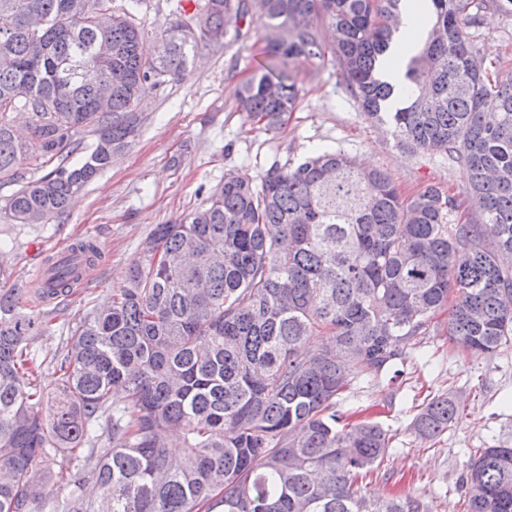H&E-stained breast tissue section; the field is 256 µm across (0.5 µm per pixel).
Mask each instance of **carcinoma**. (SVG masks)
<instances>
[{"instance_id":"obj_1","label":"carcinoma","mask_w":512,"mask_h":512,"mask_svg":"<svg viewBox=\"0 0 512 512\" xmlns=\"http://www.w3.org/2000/svg\"><path fill=\"white\" fill-rule=\"evenodd\" d=\"M403 2L204 0L203 28L184 31L181 9L146 55V0H0V187H14L0 209L17 224L66 213L131 143L146 120L143 84L185 78L199 49L217 50L210 32L229 45L256 21L266 62L238 111L279 129L298 99L288 61L328 62L396 146L462 166L480 207L456 224L455 201L436 187L404 199L386 171L342 150L276 164L257 184L228 173L204 206L157 225L128 286L70 330L48 395L30 341L61 313L29 304L70 295L101 255L80 241L36 284L0 266V512H429L409 492L366 490L391 436L372 420L342 422L336 406L353 382L404 359L447 305L460 348L494 353L512 340V75L482 70L468 34L485 12L512 16V0H431L407 93L379 74ZM101 40L112 43L101 69L110 112L82 78ZM18 110L25 138L11 125ZM86 130L95 141L76 160ZM312 334L326 340L307 351ZM459 419L445 392L410 430L433 441ZM81 470L95 495L73 479ZM462 489L465 512H512V447L480 449Z\"/></svg>"}]
</instances>
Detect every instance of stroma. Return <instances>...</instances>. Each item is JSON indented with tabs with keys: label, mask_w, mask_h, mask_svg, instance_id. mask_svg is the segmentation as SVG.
Here are the masks:
<instances>
[{
	"label": "stroma",
	"mask_w": 512,
	"mask_h": 512,
	"mask_svg": "<svg viewBox=\"0 0 512 512\" xmlns=\"http://www.w3.org/2000/svg\"><path fill=\"white\" fill-rule=\"evenodd\" d=\"M469 34L483 67L512 73V17L485 13ZM264 59L256 25L219 53L199 50L184 80L147 87L148 118L137 137L67 214L47 224H16L0 212V241L11 248L13 277L35 279L48 256L73 242L93 241L101 258L68 299L70 319L79 321L126 285L155 226L198 208L225 173L256 183L273 163H295L317 149H340L359 165L387 171L406 198L429 185L458 195L460 220L475 212L463 194V168L439 153L412 155L395 147L385 128L368 120L344 91L332 65L291 60L287 71L300 90L298 107L280 130L260 129L236 111L235 99ZM447 322V312L436 315L420 345L399 362L397 378L356 382L339 406L380 421L393 437L371 490H412L430 512H464L461 485L470 459L481 448L512 447V343L477 355L450 339ZM446 390L460 402L458 425L433 442L416 438L409 424L419 404Z\"/></svg>",
	"instance_id": "1"
}]
</instances>
